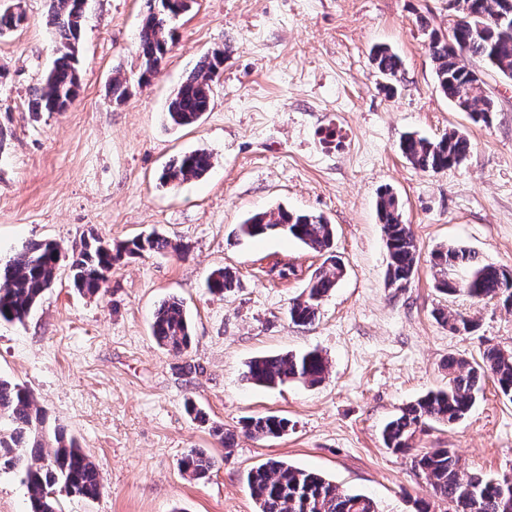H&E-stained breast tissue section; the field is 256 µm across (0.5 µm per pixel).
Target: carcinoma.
Instances as JSON below:
<instances>
[{
    "instance_id": "obj_1",
    "label": "carcinoma",
    "mask_w": 512,
    "mask_h": 512,
    "mask_svg": "<svg viewBox=\"0 0 512 512\" xmlns=\"http://www.w3.org/2000/svg\"><path fill=\"white\" fill-rule=\"evenodd\" d=\"M48 17L58 36V57L46 77L45 86L34 91L33 112H61L78 96V44L84 9L79 0H48ZM458 15L451 28V38L429 33L427 51L435 65V75L442 93L475 123L487 124L493 102L482 94L483 81L466 66V59H478L496 74L512 77V29L498 24L499 16L512 12V0H457ZM165 9L164 0H151L142 20L138 37L140 68L138 85L148 83L158 71L169 51L172 38L169 23L175 19ZM25 15L0 9V35L24 23ZM225 50L205 55L194 72L180 85L171 98L167 116L176 126L196 123L209 111L213 78L224 67ZM378 73L388 81H396L401 73V60L386 47L372 51ZM112 102L119 105L131 95L128 81L115 77L109 89ZM471 143L468 137L451 130L438 139L408 135L399 143L402 156L413 166L433 173L441 172L466 159ZM212 167V155L196 149L173 159L164 169L161 180L177 185L200 178ZM379 222L383 224L388 252L387 275L397 284L406 285L417 268L419 249L409 225L403 223L399 201L386 188L377 202ZM247 237L272 232L289 235L307 248L324 254L333 246L335 228L326 218L304 212L280 210L256 213L240 225ZM185 253L182 245L155 235L135 237L117 249L92 238L73 250L71 271L76 288L95 295L108 280L112 267L122 257L146 253ZM60 248L53 242L31 241L11 259L0 261V322L21 323L42 295L51 288L58 269ZM433 266L445 275L440 287L450 295L460 294L474 301L498 299L512 306V270L484 262L480 256L462 247H446L432 255ZM331 273L320 272L310 279L312 287L293 301L288 317L295 325H309L317 317L322 299L336 287L341 267L333 264ZM464 275L457 283L448 278L457 270ZM207 288L214 294L234 288V276L226 268H218L207 277ZM438 319L448 331L469 333L473 322L459 312L439 311ZM158 344L180 355L192 344L190 320L183 302L175 297L164 301L155 311L151 325ZM448 388L431 391L400 410L382 431L386 448L405 454L421 426L429 421L453 425L471 411L486 380L493 381L498 392L512 400V352L498 347L485 349L480 359L469 362L448 358ZM327 372L326 358L312 350L299 354L285 353L257 357L247 365L246 377L262 386L273 387L286 382L314 386ZM7 423L9 432H0V466L22 475L30 490L29 512H53L56 499L50 493L62 489L86 501L96 500L102 480L92 458L67 437L64 429L51 426L33 395L24 386L0 378V424ZM244 435L279 438L288 431V419L276 415H256L244 420ZM415 469L426 478L436 496L456 504V512H504L502 503L512 501V476L461 471L459 460L448 448H431L412 458ZM181 467L195 479L210 476L215 459L201 449L190 450ZM246 484L257 512H376L374 501L364 495L346 493L322 475L270 458L252 468Z\"/></svg>"
}]
</instances>
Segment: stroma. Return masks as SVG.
I'll list each match as a JSON object with an SVG mask.
<instances>
[{"instance_id":"obj_1","label":"stroma","mask_w":512,"mask_h":512,"mask_svg":"<svg viewBox=\"0 0 512 512\" xmlns=\"http://www.w3.org/2000/svg\"><path fill=\"white\" fill-rule=\"evenodd\" d=\"M20 4L26 22L0 36V259L41 240L61 255L52 288L24 323H0V377L28 388L100 470V497L59 496V512H256L244 475L269 458L368 495L377 512H454L410 455L382 441L401 408L447 386L449 357L512 351V309L439 292L430 263L437 248L461 246L512 269V80L485 76L495 107L486 124L440 91L426 44L430 29L449 33L453 0H195L171 22L167 58L143 87L137 45L148 0H88L79 96L65 111L38 113L28 104L57 36L47 0ZM377 45L402 61L393 84L373 66ZM219 46L226 55L210 110L194 125L170 126L169 100ZM117 75L134 83L120 105L108 94ZM451 129L471 150L442 172L414 167L398 149L407 133L436 139ZM195 149L212 155L209 172L163 185L170 160ZM385 188L420 251L403 288L386 278L376 209ZM280 206L335 226L344 274L307 326L291 323L288 308L323 256L283 234L238 235L245 218ZM152 233L187 246L186 255L125 257L105 292L74 288L72 245L93 235L118 246ZM278 262L296 276L271 278ZM222 267L236 286L211 294L205 280ZM173 296L193 336L179 356L151 334L156 309ZM441 309L467 315L473 331L449 333L436 320ZM313 349L328 362L318 385L245 378L254 358ZM190 402L207 423L187 412ZM257 414L287 418V434H239ZM216 426L237 431L234 448L221 446ZM412 446L452 449L466 473L510 472L512 401L485 383L463 421L427 424ZM193 448L217 460L208 479L180 468Z\"/></svg>"}]
</instances>
